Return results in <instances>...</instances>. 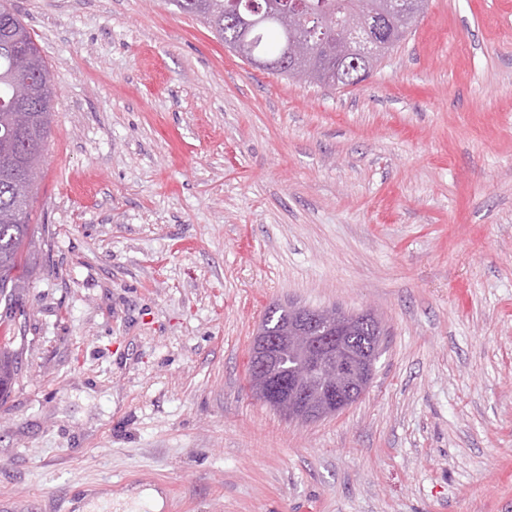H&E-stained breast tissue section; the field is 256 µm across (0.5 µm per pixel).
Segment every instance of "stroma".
Returning <instances> with one entry per match:
<instances>
[{"instance_id":"1","label":"stroma","mask_w":512,"mask_h":512,"mask_svg":"<svg viewBox=\"0 0 512 512\" xmlns=\"http://www.w3.org/2000/svg\"><path fill=\"white\" fill-rule=\"evenodd\" d=\"M52 74L0 512H512V0H429L342 88L166 0H10ZM375 313L364 394L256 400L272 305ZM288 341V336H265L261 329L254 336V362L252 358L249 365L250 383H252V368L254 373L261 374L267 370L268 365L277 356L281 345Z\"/></svg>"}]
</instances>
